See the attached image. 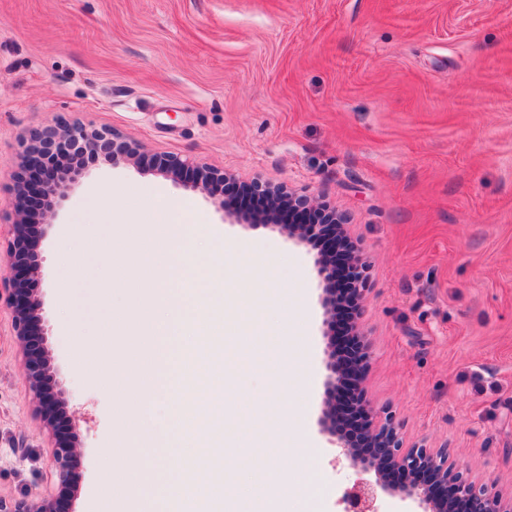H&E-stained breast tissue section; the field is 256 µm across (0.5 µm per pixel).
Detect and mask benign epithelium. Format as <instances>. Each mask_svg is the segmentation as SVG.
<instances>
[{"mask_svg": "<svg viewBox=\"0 0 512 512\" xmlns=\"http://www.w3.org/2000/svg\"><path fill=\"white\" fill-rule=\"evenodd\" d=\"M23 153L11 175L13 219L5 254H0V307L11 313L13 336L21 355V375L33 408L51 448V465L45 476L44 490L36 495H0V512H65L64 500L76 490V468L81 455L76 431H61L60 421L67 417L68 399L52 363L47 346L48 328L43 302L27 283L41 273L38 239L29 224L26 199L44 202V212L55 214L59 201L83 176L84 170L54 166L53 154L80 150L112 156H135L137 150L110 127L87 126L78 121L58 119L51 124L32 126L22 134ZM152 170L171 179L186 190H206L214 178L224 172L174 155L151 158ZM328 253L318 250L314 265L325 286L321 297L323 325L332 331L336 325L333 305L335 284L327 277ZM352 361H337L335 337H329L326 381L319 431L336 447L352 466L374 474V481L363 482L347 497V512H377L378 494L397 496L417 505L418 512H461L467 504L473 512H512V497L507 498L493 487L476 486L463 479L455 463L449 461L448 449L430 452L423 446L402 447L396 428L387 419L376 423V412L363 402L369 418V435L380 448L370 457L359 454L342 436L336 425V389L341 385Z\"/></svg>", "mask_w": 512, "mask_h": 512, "instance_id": "obj_1", "label": "benign epithelium"}]
</instances>
